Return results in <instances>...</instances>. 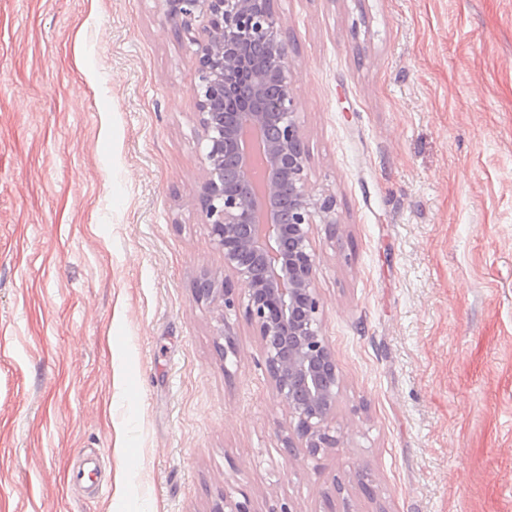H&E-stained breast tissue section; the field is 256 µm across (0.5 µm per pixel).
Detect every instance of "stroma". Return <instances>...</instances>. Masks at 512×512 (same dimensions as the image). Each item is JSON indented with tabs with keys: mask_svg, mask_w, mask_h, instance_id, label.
Wrapping results in <instances>:
<instances>
[{
	"mask_svg": "<svg viewBox=\"0 0 512 512\" xmlns=\"http://www.w3.org/2000/svg\"><path fill=\"white\" fill-rule=\"evenodd\" d=\"M275 7L343 454H283L258 336L195 297L224 258L164 0H0V512H512V0Z\"/></svg>",
	"mask_w": 512,
	"mask_h": 512,
	"instance_id": "35a3bbf8",
	"label": "stroma"
}]
</instances>
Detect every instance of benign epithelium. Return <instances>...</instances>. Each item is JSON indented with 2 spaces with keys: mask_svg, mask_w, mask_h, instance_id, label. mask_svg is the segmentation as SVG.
Instances as JSON below:
<instances>
[{
  "mask_svg": "<svg viewBox=\"0 0 512 512\" xmlns=\"http://www.w3.org/2000/svg\"><path fill=\"white\" fill-rule=\"evenodd\" d=\"M175 34L196 32L198 135L206 143L197 196L227 274L196 283L199 299L239 306L261 340L277 398L287 406L285 455L342 451L331 427L339 387L315 288V224L336 227L332 195L313 192L275 0H165ZM243 287L239 300L237 286ZM217 344L237 356L229 323Z\"/></svg>",
  "mask_w": 512,
  "mask_h": 512,
  "instance_id": "1",
  "label": "benign epithelium"
}]
</instances>
